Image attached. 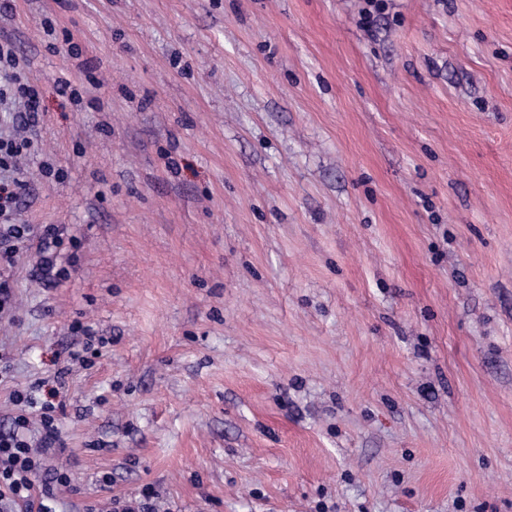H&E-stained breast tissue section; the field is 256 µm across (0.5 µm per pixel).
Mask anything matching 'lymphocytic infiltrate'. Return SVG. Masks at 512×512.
<instances>
[{
    "instance_id": "lymphocytic-infiltrate-1",
    "label": "lymphocytic infiltrate",
    "mask_w": 512,
    "mask_h": 512,
    "mask_svg": "<svg viewBox=\"0 0 512 512\" xmlns=\"http://www.w3.org/2000/svg\"><path fill=\"white\" fill-rule=\"evenodd\" d=\"M0 112L14 113L25 128L40 121L39 87L28 75L27 60L9 41H0ZM34 152L33 138L0 132V319L15 317L11 277L17 248H33L37 273L45 282L55 285L70 276L58 262L64 228L16 221L29 193L17 174L19 162ZM64 378L60 370L52 387L38 382L10 392L15 413L8 431L0 433V512H57V490L70 480L66 470L51 463L66 449L57 424L64 409L59 399Z\"/></svg>"
}]
</instances>
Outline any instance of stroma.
Wrapping results in <instances>:
<instances>
[{
    "label": "stroma",
    "mask_w": 512,
    "mask_h": 512,
    "mask_svg": "<svg viewBox=\"0 0 512 512\" xmlns=\"http://www.w3.org/2000/svg\"><path fill=\"white\" fill-rule=\"evenodd\" d=\"M14 5L78 271L16 258L0 429L69 368L60 512H512V0ZM155 493L147 486L134 498L112 497L105 512H159Z\"/></svg>",
    "instance_id": "35a3bbf8"
}]
</instances>
